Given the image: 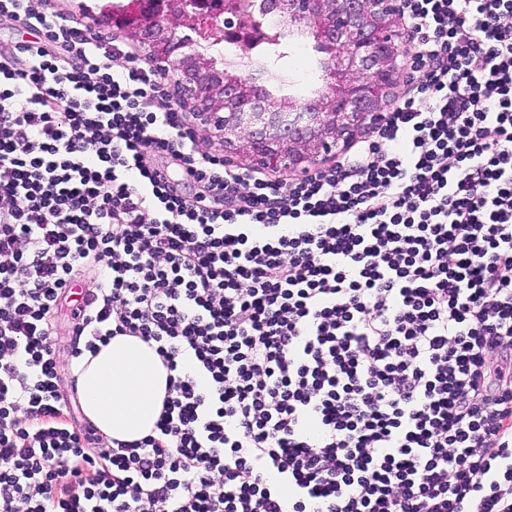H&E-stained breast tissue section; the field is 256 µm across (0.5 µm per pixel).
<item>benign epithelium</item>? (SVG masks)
Returning a JSON list of instances; mask_svg holds the SVG:
<instances>
[{"label":"benign epithelium","instance_id":"benign-epithelium-1","mask_svg":"<svg viewBox=\"0 0 512 512\" xmlns=\"http://www.w3.org/2000/svg\"><path fill=\"white\" fill-rule=\"evenodd\" d=\"M288 28L314 30L333 77L325 89L304 101L256 97L252 78H228L204 54L188 52L194 40L177 30L206 17L209 0H145L136 14H115L112 26L166 54L149 56L151 65L175 74L179 101L193 109L200 124L224 141L225 151L256 168L304 174L320 157L336 151L357 131L382 122L390 89L406 68V33L396 25L401 0H277Z\"/></svg>","mask_w":512,"mask_h":512}]
</instances>
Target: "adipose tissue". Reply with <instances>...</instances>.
<instances>
[{"instance_id": "adipose-tissue-1", "label": "adipose tissue", "mask_w": 512, "mask_h": 512, "mask_svg": "<svg viewBox=\"0 0 512 512\" xmlns=\"http://www.w3.org/2000/svg\"><path fill=\"white\" fill-rule=\"evenodd\" d=\"M74 374L83 411L101 434L125 442L152 434L169 387V371L153 345L114 337L97 353H85Z\"/></svg>"}]
</instances>
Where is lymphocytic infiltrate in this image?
Returning <instances> with one entry per match:
<instances>
[{"mask_svg": "<svg viewBox=\"0 0 512 512\" xmlns=\"http://www.w3.org/2000/svg\"><path fill=\"white\" fill-rule=\"evenodd\" d=\"M414 88L335 163L200 149L163 77L0 0V512H512V0H402ZM194 183L223 197L185 196ZM70 353L170 372L153 434L66 417ZM89 287V280L78 283L68 295L66 301L63 302L62 307L56 315V352L59 359L58 374L61 381V389L70 394V380H71V363L70 357V328L72 326V309L76 305L75 299L80 298L82 290Z\"/></svg>", "mask_w": 512, "mask_h": 512, "instance_id": "lymphocytic-infiltrate-1", "label": "lymphocytic infiltrate"}]
</instances>
